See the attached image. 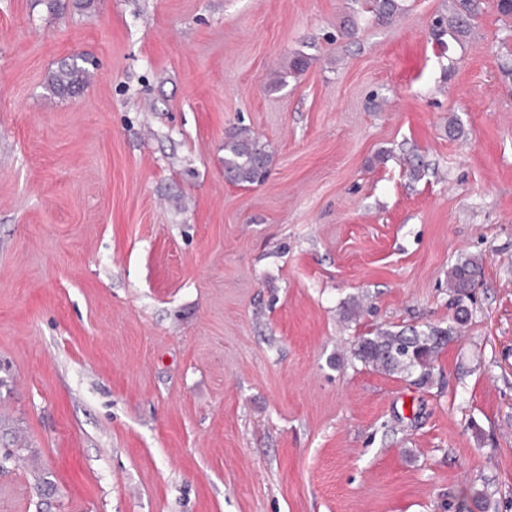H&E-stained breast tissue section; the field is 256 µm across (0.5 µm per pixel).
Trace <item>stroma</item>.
Masks as SVG:
<instances>
[{"instance_id":"1","label":"stroma","mask_w":512,"mask_h":512,"mask_svg":"<svg viewBox=\"0 0 512 512\" xmlns=\"http://www.w3.org/2000/svg\"><path fill=\"white\" fill-rule=\"evenodd\" d=\"M62 2L0 0V512H512L496 0L444 46L446 0L352 38V0ZM74 55L91 82L62 98ZM238 128L263 183L224 177ZM468 258L471 317L426 384L352 357L447 326ZM88 75V71L79 66L77 61H73L61 64L58 69L52 71L47 82L49 88L58 96L74 97L89 83Z\"/></svg>"}]
</instances>
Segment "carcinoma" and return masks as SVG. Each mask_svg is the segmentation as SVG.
<instances>
[{
    "mask_svg": "<svg viewBox=\"0 0 512 512\" xmlns=\"http://www.w3.org/2000/svg\"><path fill=\"white\" fill-rule=\"evenodd\" d=\"M359 14L377 24H388L405 10L403 0H355ZM482 0H450V8L434 16L431 35L445 44L444 37L456 41L467 39L481 13ZM310 58L298 53L289 61L286 72L275 75L269 86L277 89L286 84L288 74L300 72L309 65ZM89 72L78 63H64L48 76L49 88L62 97H74L89 83ZM270 155L265 145L247 131L228 136L224 141V174L238 185L264 182L270 172ZM480 273V264L465 260L452 267L449 282L454 294V316L447 327H428L425 330L408 327L399 331L377 330L359 336L353 345L352 356L365 366L387 373L410 377L418 374V381H427L434 362L469 317L466 300Z\"/></svg>",
    "mask_w": 512,
    "mask_h": 512,
    "instance_id": "1",
    "label": "carcinoma"
}]
</instances>
